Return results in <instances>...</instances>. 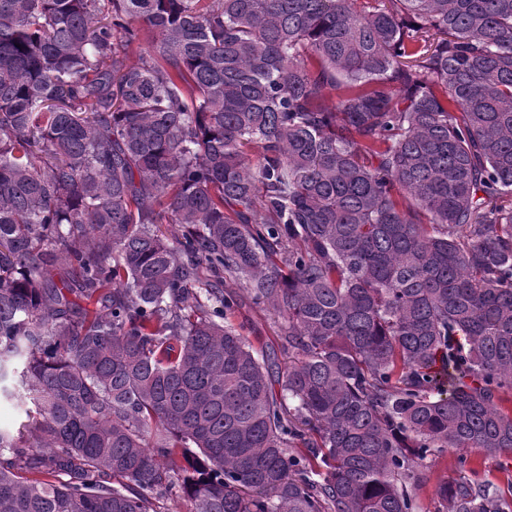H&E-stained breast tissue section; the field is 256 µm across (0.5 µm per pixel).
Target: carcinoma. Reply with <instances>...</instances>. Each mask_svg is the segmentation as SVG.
<instances>
[{
    "label": "carcinoma",
    "mask_w": 512,
    "mask_h": 512,
    "mask_svg": "<svg viewBox=\"0 0 512 512\" xmlns=\"http://www.w3.org/2000/svg\"><path fill=\"white\" fill-rule=\"evenodd\" d=\"M1 398L0 512H420L511 455L512 0H0ZM231 322L257 348H263L267 353H277L280 356V336L277 320L263 311L260 307L254 305L250 300L243 299L230 318ZM467 457L466 468L473 469L476 474L473 478L479 481H488L497 485L503 492L508 493L506 473H512V457L486 458L476 448L469 450H447L436 453L419 466L422 486L419 493V503L422 512H435V489L440 482L451 481L458 474L459 456Z\"/></svg>",
    "instance_id": "cac0c4a2"
}]
</instances>
